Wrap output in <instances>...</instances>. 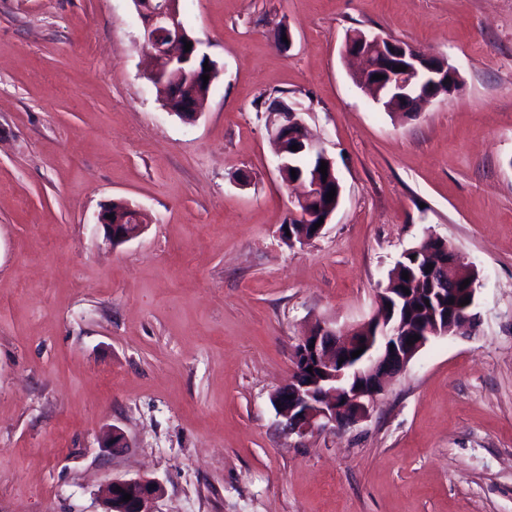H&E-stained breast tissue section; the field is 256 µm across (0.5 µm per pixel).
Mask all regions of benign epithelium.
Segmentation results:
<instances>
[{"label": "benign epithelium", "mask_w": 512, "mask_h": 512, "mask_svg": "<svg viewBox=\"0 0 512 512\" xmlns=\"http://www.w3.org/2000/svg\"><path fill=\"white\" fill-rule=\"evenodd\" d=\"M142 24V38L149 53L151 67L146 78L158 90V101L185 122H193L200 115L199 108L206 99L195 93L203 84L202 75H209L207 86H212L217 70L204 71L196 65L208 58L202 51V41L183 25L180 8L174 0H132ZM192 43L185 50L186 43ZM345 55L357 58L361 70L353 74L354 83L368 91L374 101L385 106L402 104L408 112L414 111L416 100L449 98L457 87L448 82L460 81L457 70L443 57H432L420 48L371 32L351 33L346 37ZM403 65L406 71L395 67ZM382 79L374 80L372 76ZM267 132L274 144L294 140L300 151L317 156L327 163V178L316 172L296 184L302 192L294 201L288 222L314 225L319 219L324 224L311 232V236H284L289 245H306L318 238L324 225L329 223L341 202L342 187L335 161L323 144L309 135L306 125L294 106L284 103L268 112ZM336 188L333 200H326L330 188ZM316 202L318 208L308 205ZM113 218L108 219L106 215ZM112 244L119 245L138 237L147 227L142 211L121 200L109 205L98 216ZM444 254L427 276L442 271L441 282L434 284L437 295L426 306V317L416 324L409 320V295L404 293L408 282L394 281L396 287L382 288L377 300L385 299L392 312L387 319H369L345 335L329 326H318L306 332L296 349L293 372L274 396L277 413L285 420L288 430L303 435L315 428L333 424L337 427L352 425L369 415L382 382L400 374L414 356L433 338L448 334L472 336L475 333L473 303L464 306V298H475V285L464 289L454 301L446 300V284L472 278L475 268ZM419 340L407 344L408 337ZM364 348L356 358L351 353ZM312 372H307V367ZM161 490L160 485L143 477L114 481L104 502V512H154L153 503ZM132 499L123 501L124 494Z\"/></svg>", "instance_id": "1"}]
</instances>
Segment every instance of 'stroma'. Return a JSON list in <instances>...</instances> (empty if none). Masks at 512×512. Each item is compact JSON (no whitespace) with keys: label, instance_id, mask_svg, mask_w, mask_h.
<instances>
[{"label":"stroma","instance_id":"obj_1","mask_svg":"<svg viewBox=\"0 0 512 512\" xmlns=\"http://www.w3.org/2000/svg\"><path fill=\"white\" fill-rule=\"evenodd\" d=\"M180 7L219 70L191 124L144 77L131 0H0V512H103L139 476L155 512H512V0ZM353 29L446 58L458 91L385 111ZM276 97L343 187L303 247ZM115 200L148 219L119 246ZM429 236L478 271L477 333L429 341L354 425L288 432L272 396L307 327L368 320Z\"/></svg>","mask_w":512,"mask_h":512}]
</instances>
